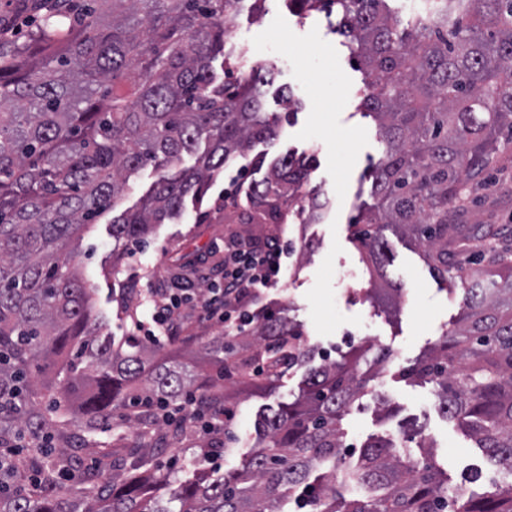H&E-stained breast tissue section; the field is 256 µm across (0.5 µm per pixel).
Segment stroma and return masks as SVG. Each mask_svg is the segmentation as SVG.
Returning a JSON list of instances; mask_svg holds the SVG:
<instances>
[{
    "label": "stroma",
    "mask_w": 512,
    "mask_h": 512,
    "mask_svg": "<svg viewBox=\"0 0 512 512\" xmlns=\"http://www.w3.org/2000/svg\"><path fill=\"white\" fill-rule=\"evenodd\" d=\"M262 15L249 8L239 12L228 42L242 69L263 65L274 71L264 89L267 111L281 118L272 143L257 145V153L275 158L288 153L312 158L308 186L328 202L316 224H202L189 207L173 223L161 225L142 243L141 254L112 267L111 214H104L83 237L80 271L94 290L93 306L115 338L128 336L133 318H145V287L165 288L173 261L187 250L202 257L223 251L229 238L262 246L279 240L288 249L284 277L268 290L266 307L288 310L302 330V342L316 357L338 359L361 342L373 350H388L391 360L374 393L354 405L344 417V446L334 472L347 482L362 445L370 439L407 447L420 459L422 442L434 446L435 461L447 478L449 492H458L470 470L482 472L491 484L497 468L482 449L440 410L434 384H409L399 372L428 353L451 329L463 300L467 277H481L484 253L512 243V163H489L469 185V202L452 214L468 239L465 248H450L448 279L433 274L417 242L385 229L394 254L402 293L397 304L372 297L374 282L352 238L351 223L360 209L372 205L370 171L384 146L372 117L359 110L363 87L346 39L338 32L336 15L313 13L300 18L287 0H266ZM305 369L284 370L279 380L261 389L244 388L206 377L226 389L234 403L232 428L240 441L224 452L223 471L239 465L255 442L258 412L293 400L302 387ZM391 400L394 414L381 416L378 397Z\"/></svg>",
    "instance_id": "stroma-1"
}]
</instances>
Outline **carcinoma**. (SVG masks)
I'll use <instances>...</instances> for the list:
<instances>
[{
    "label": "carcinoma",
    "mask_w": 512,
    "mask_h": 512,
    "mask_svg": "<svg viewBox=\"0 0 512 512\" xmlns=\"http://www.w3.org/2000/svg\"><path fill=\"white\" fill-rule=\"evenodd\" d=\"M243 0H13L0 16V512H281L285 495L312 492L315 512H512V482L448 498L422 445L414 464L384 441L363 446L351 480L371 494L311 479L336 463L341 421L372 393L388 355L365 371L357 361L323 360L301 342L300 325L272 312L234 345L202 343L169 365L141 339L115 346L91 316V288L79 273V241L112 211V259L180 215L230 221L240 210L255 224L288 223L304 211L310 164L276 158L244 197L201 205L228 160L279 135L264 111L271 69L238 67L225 50ZM308 15L336 12L340 33L364 76L359 109L375 114L384 154L371 173L377 210L353 224V238L389 298L400 288L387 244L374 224H392L424 247L437 276L448 277L449 223L474 167L512 133V0H437L433 22L406 25L388 0H289ZM31 24L25 40L12 18ZM195 156L189 167L183 155ZM150 166L156 180L133 207L122 205L130 177ZM488 263V278L464 289V313L437 347L400 370L408 383L431 380L443 412L468 432L499 469L512 474V264ZM221 364L242 384L266 385L282 369L308 366L300 398L268 408L255 429L259 449L219 479L160 474L156 439L170 426L161 407L194 391L197 360ZM223 429L228 395L200 394ZM118 413L138 435L136 461L107 470L83 466L77 444ZM200 436L199 461L220 451ZM168 498L155 495L157 488Z\"/></svg>",
    "instance_id": "cac0c4a2"
}]
</instances>
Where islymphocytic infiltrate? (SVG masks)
Instances as JSON below:
<instances>
[{
  "label": "lymphocytic infiltrate",
  "mask_w": 512,
  "mask_h": 512,
  "mask_svg": "<svg viewBox=\"0 0 512 512\" xmlns=\"http://www.w3.org/2000/svg\"><path fill=\"white\" fill-rule=\"evenodd\" d=\"M287 249L274 242L263 247H230L224 252V274L205 292L188 284L156 294L147 316L135 320L133 331L152 342L157 330L176 332L187 318L223 327L225 335L240 333L251 323L250 304L264 289L274 287L284 267Z\"/></svg>",
  "instance_id": "f902f5d3"
}]
</instances>
